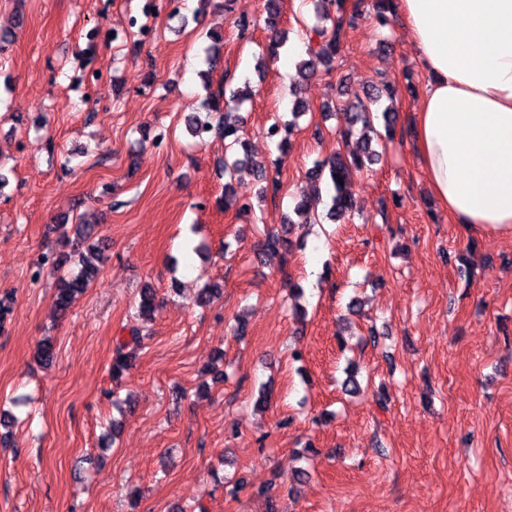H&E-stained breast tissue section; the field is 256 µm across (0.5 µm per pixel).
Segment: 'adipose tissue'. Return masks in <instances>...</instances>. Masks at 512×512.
I'll use <instances>...</instances> for the list:
<instances>
[{
    "instance_id": "obj_1",
    "label": "adipose tissue",
    "mask_w": 512,
    "mask_h": 512,
    "mask_svg": "<svg viewBox=\"0 0 512 512\" xmlns=\"http://www.w3.org/2000/svg\"><path fill=\"white\" fill-rule=\"evenodd\" d=\"M428 75L414 139L432 196L467 234L512 235V0H397Z\"/></svg>"
}]
</instances>
